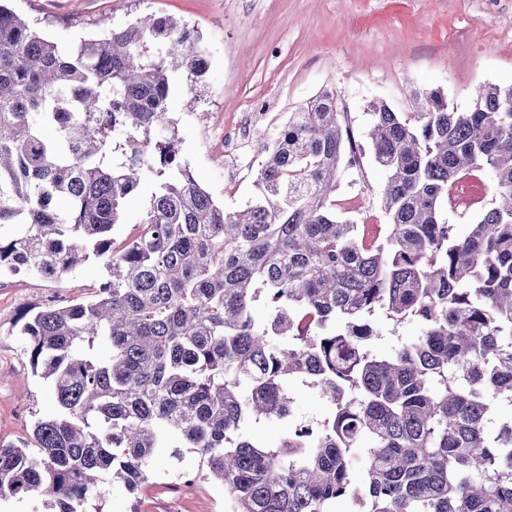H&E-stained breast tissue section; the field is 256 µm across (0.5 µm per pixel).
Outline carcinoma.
I'll return each mask as SVG.
<instances>
[{"label": "carcinoma", "instance_id": "1", "mask_svg": "<svg viewBox=\"0 0 512 512\" xmlns=\"http://www.w3.org/2000/svg\"><path fill=\"white\" fill-rule=\"evenodd\" d=\"M207 71L200 33L168 16L61 46L0 4V271L59 280L93 255L109 273L90 300L22 315L58 414L0 447V500L78 512L195 448L230 512H330L357 489L367 512H512V420L489 429L493 401L512 405V84L464 111L439 88L414 112L374 103L365 145L324 88L258 133L259 194L227 212L168 117L174 82ZM367 155L381 239L337 210ZM480 172L491 202L458 233L443 210ZM378 311L419 335L374 353ZM296 380L331 413L275 446L245 434L291 416Z\"/></svg>", "mask_w": 512, "mask_h": 512}]
</instances>
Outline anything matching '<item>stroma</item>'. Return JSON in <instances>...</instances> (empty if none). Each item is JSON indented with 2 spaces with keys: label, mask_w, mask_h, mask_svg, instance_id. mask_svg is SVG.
Segmentation results:
<instances>
[{
  "label": "stroma",
  "mask_w": 512,
  "mask_h": 512,
  "mask_svg": "<svg viewBox=\"0 0 512 512\" xmlns=\"http://www.w3.org/2000/svg\"><path fill=\"white\" fill-rule=\"evenodd\" d=\"M11 6L61 45L153 12L197 28L210 67L195 91L175 88L169 112L178 123L180 154L195 178L223 202L244 209L255 197V173L236 181L212 133L239 121L241 105L267 99L271 111L293 110L324 87L335 88L356 140L371 124L367 105L411 109L412 94L439 88L467 109L486 83H512V0H12ZM383 172L364 158L346 171L337 200L358 224H381ZM103 260L89 258L60 281L0 276V444L19 443L56 404L49 380L36 373L19 334L23 312L48 299H87L105 279ZM292 419L250 421L243 430L266 444L287 436L293 421L329 412L313 388H293ZM224 491L197 450L161 455L135 491L114 484L81 512H229Z\"/></svg>",
  "instance_id": "obj_1"
}]
</instances>
